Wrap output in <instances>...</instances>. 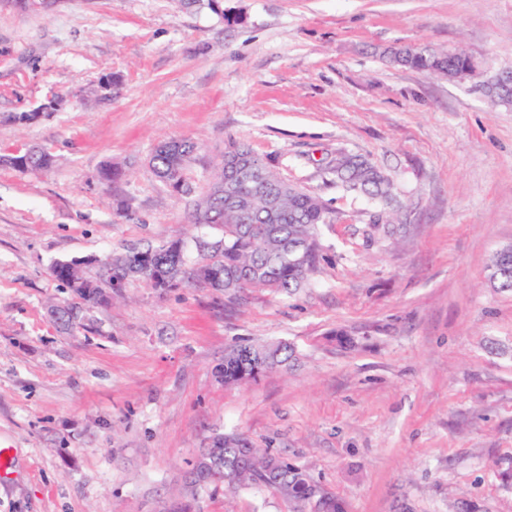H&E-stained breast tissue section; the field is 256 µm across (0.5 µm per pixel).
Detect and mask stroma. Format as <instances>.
<instances>
[{
  "mask_svg": "<svg viewBox=\"0 0 512 512\" xmlns=\"http://www.w3.org/2000/svg\"><path fill=\"white\" fill-rule=\"evenodd\" d=\"M392 46L463 49L475 75L390 66ZM501 71L512 0H0V512H292L266 487L185 488L219 433L346 512H512V292L488 281L512 245V105L481 91ZM164 138L199 144L192 195L151 170ZM230 141L324 203L310 285L130 279L89 305L52 276L173 241L200 262L192 213ZM33 147L49 169L1 161ZM340 152L391 178L392 206L336 185ZM278 343L288 365L218 378L233 346Z\"/></svg>",
  "mask_w": 512,
  "mask_h": 512,
  "instance_id": "obj_1",
  "label": "stroma"
}]
</instances>
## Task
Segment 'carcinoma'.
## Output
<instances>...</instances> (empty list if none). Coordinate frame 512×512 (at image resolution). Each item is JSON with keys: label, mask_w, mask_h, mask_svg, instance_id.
I'll return each instance as SVG.
<instances>
[{"label": "carcinoma", "mask_w": 512, "mask_h": 512, "mask_svg": "<svg viewBox=\"0 0 512 512\" xmlns=\"http://www.w3.org/2000/svg\"><path fill=\"white\" fill-rule=\"evenodd\" d=\"M386 56L393 65L461 80L473 74L469 58L461 53L428 48L394 46ZM483 90L492 105L512 102V72L491 77ZM197 143L189 139L160 141L150 158L160 181L182 195L193 193L185 171L193 160ZM258 160L249 149L231 142L224 146V155L217 164L209 192L197 200L193 212L196 224L207 225L221 232L209 248V262L190 268L184 245L178 241L157 247L130 249L115 253L107 260L112 269H102L97 280L69 271L67 261L51 267L53 276L88 303L104 301L101 284L109 275L150 280L149 270L161 267L172 272L169 287L195 280L226 294H236L245 288H268L290 294L307 285L317 272L322 259L317 239L318 225L327 221L322 202L295 185L282 179L274 165L262 163L263 181L252 176L229 178L226 168L245 166ZM336 182L361 191L381 203L392 199V183L368 161L341 153L329 168ZM490 281L494 287L512 291V246L498 250L490 260ZM263 347L238 346L228 356L219 373L224 382L255 378L260 372L284 366L293 349L283 344L276 361L265 363L256 354ZM200 462L191 465L187 480L194 490L224 485L236 491L251 486L278 489L286 486L290 500L298 499L318 489V512H345L343 502L316 483L307 471L285 459L277 458L278 471L270 476L262 471L268 453L247 445H224V436L212 439L210 446L199 450Z\"/></svg>", "instance_id": "1"}]
</instances>
